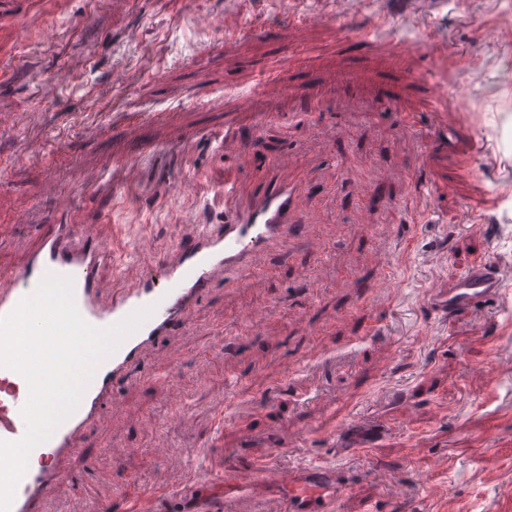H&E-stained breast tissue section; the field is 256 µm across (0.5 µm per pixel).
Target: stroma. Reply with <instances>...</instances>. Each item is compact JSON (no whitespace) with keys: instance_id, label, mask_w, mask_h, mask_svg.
Segmentation results:
<instances>
[{"instance_id":"1","label":"stroma","mask_w":512,"mask_h":512,"mask_svg":"<svg viewBox=\"0 0 512 512\" xmlns=\"http://www.w3.org/2000/svg\"><path fill=\"white\" fill-rule=\"evenodd\" d=\"M511 10L0 0V273L62 223L64 199L111 245L98 277L113 295L219 229L218 186L250 194L282 153L310 199L300 235L145 356L44 512H70L82 487L111 512H154L184 486L208 496L225 463L268 459L335 469L343 512H512V303L450 320L428 304L471 266L512 270Z\"/></svg>"}]
</instances>
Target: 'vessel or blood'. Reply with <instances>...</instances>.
I'll return each instance as SVG.
<instances>
[{
	"label": "vessel or blood",
	"mask_w": 512,
	"mask_h": 512,
	"mask_svg": "<svg viewBox=\"0 0 512 512\" xmlns=\"http://www.w3.org/2000/svg\"><path fill=\"white\" fill-rule=\"evenodd\" d=\"M289 165L287 155H280L276 171L245 203L240 202L237 187L225 184L224 198L229 207L223 230L202 229L182 240L163 255L160 277H141L132 288L110 300L96 276L108 254L96 233L80 224L47 225L39 248L0 285V316L12 312L50 275L71 279L79 313L96 328H110L145 308L150 314L122 339L111 356L96 365L76 409L47 441L31 451V463L16 487L9 512H43L45 501L65 477L60 460L76 453L77 438L118 403L119 386L138 375L144 353L173 331L189 327L200 297L227 274L242 279L249 276L258 249L282 247L288 237L302 231L300 215L309 198L298 181L282 177V169ZM511 292L512 283L492 261L467 269L449 288L435 289L432 306L449 317L497 303ZM27 398L25 379L0 367V440L16 441L24 435L21 409ZM243 480L285 487L280 512H341L343 484L334 471L313 466L287 475L270 461L251 466L244 475L221 479L220 491L214 494L208 512H230L236 487Z\"/></svg>",
	"instance_id": "b4317fda"
}]
</instances>
